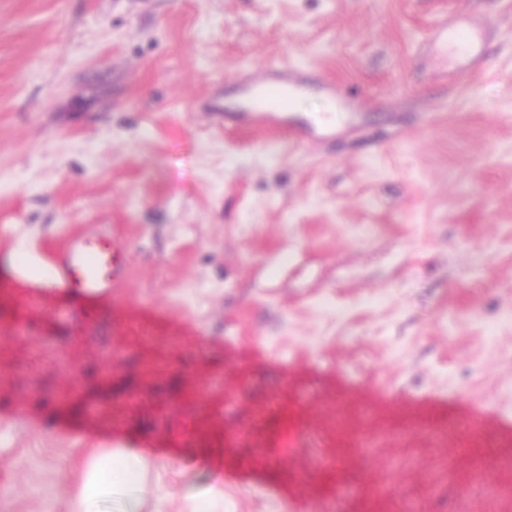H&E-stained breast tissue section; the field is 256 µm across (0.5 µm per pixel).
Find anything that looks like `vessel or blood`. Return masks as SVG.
I'll use <instances>...</instances> for the list:
<instances>
[{"label": "vessel or blood", "mask_w": 512, "mask_h": 512, "mask_svg": "<svg viewBox=\"0 0 512 512\" xmlns=\"http://www.w3.org/2000/svg\"><path fill=\"white\" fill-rule=\"evenodd\" d=\"M488 38L483 23L453 18L437 27L429 41L443 62L458 71L472 72L481 58ZM315 92L327 99L333 111L355 117L358 99L343 94L335 81L311 82L307 68L287 62H275L240 78L239 97L235 102L215 100L210 110L222 119L224 128H262L286 134L300 144L335 135L332 122H314L295 115L288 104ZM128 274L126 248L106 229L77 232L62 244L50 246L36 256H27L17 271L19 283L31 297L51 291L87 301L125 302L122 288ZM456 404L451 400L430 402L426 412L415 421L417 432L436 437L441 428L456 423ZM483 421L471 416L463 431L465 449L504 447L505 442L482 431Z\"/></svg>", "instance_id": "vessel-or-blood-1"}]
</instances>
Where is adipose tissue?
<instances>
[{"label": "adipose tissue", "instance_id": "ef3b65f1", "mask_svg": "<svg viewBox=\"0 0 512 512\" xmlns=\"http://www.w3.org/2000/svg\"><path fill=\"white\" fill-rule=\"evenodd\" d=\"M112 463L122 471L128 488L134 491V507H142L143 500L137 491L156 467V458L135 448L95 449L86 456L82 479L70 493L69 512H101L102 503L112 495V480L105 470L106 465Z\"/></svg>", "mask_w": 512, "mask_h": 512}]
</instances>
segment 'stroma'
<instances>
[{
  "instance_id": "obj_1",
  "label": "stroma",
  "mask_w": 512,
  "mask_h": 512,
  "mask_svg": "<svg viewBox=\"0 0 512 512\" xmlns=\"http://www.w3.org/2000/svg\"><path fill=\"white\" fill-rule=\"evenodd\" d=\"M456 14L489 30L464 84L423 48ZM275 60L356 92L362 127L211 122ZM87 224L126 246L125 309L0 280V512H67L81 399L224 512H512V466L458 427L388 431L453 397L512 427V0H0V263ZM335 395L374 404L342 450ZM275 399L298 454L251 441Z\"/></svg>"
}]
</instances>
